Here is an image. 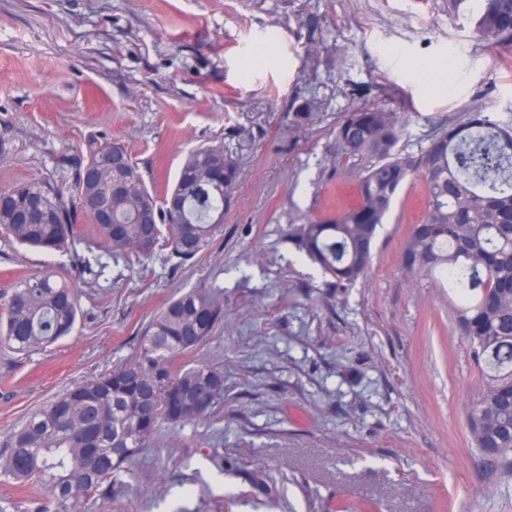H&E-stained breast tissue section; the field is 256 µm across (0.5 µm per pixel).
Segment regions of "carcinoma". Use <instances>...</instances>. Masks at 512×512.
<instances>
[{
  "instance_id": "cac0c4a2",
  "label": "carcinoma",
  "mask_w": 512,
  "mask_h": 512,
  "mask_svg": "<svg viewBox=\"0 0 512 512\" xmlns=\"http://www.w3.org/2000/svg\"><path fill=\"white\" fill-rule=\"evenodd\" d=\"M476 2L474 34L491 47L512 46V0H448L459 15ZM398 113L360 107L346 113L336 141L358 172L360 202L298 225L301 251L334 285H352L370 269L378 227L403 186L420 174L428 212L405 242L404 267L423 288L448 286L457 329L479 371L467 416L474 447L494 469L512 463V120L465 112L416 154L398 148ZM224 179L216 183L214 175ZM125 178L131 191L112 195ZM238 166L221 145L199 147L163 199L149 191L138 163L118 140L93 142L76 166L70 198L40 184L0 190V233L46 252L71 247L87 216L92 244L113 256L149 258L160 242L188 261L203 254L224 224ZM80 313L77 289L47 271L17 283L0 308V341L30 354L69 335ZM224 321L209 288L167 301L142 330L136 356L86 380L34 412L0 453V473L35 485L54 512H94L97 501L133 478L130 464L161 423L205 419L224 396V374L178 359L197 351ZM126 448L117 458L112 449Z\"/></svg>"
}]
</instances>
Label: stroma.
Returning <instances> with one entry per match:
<instances>
[{
    "mask_svg": "<svg viewBox=\"0 0 512 512\" xmlns=\"http://www.w3.org/2000/svg\"><path fill=\"white\" fill-rule=\"evenodd\" d=\"M363 106L398 112L412 154L462 113L510 120L512 48L478 41L446 0H0V188L68 191L87 145L113 139L160 196L202 144L239 170L222 231L187 262L0 236V304L54 271L76 278L81 307L46 349L0 347V447L57 394L128 363L154 313L205 286L224 322L193 360L223 371L224 397L162 426L132 465L137 489L104 512H512V474H488L470 443L479 372L448 291L401 264L424 179L402 188L352 286L328 284L290 236L356 203L360 165L336 127Z\"/></svg>",
    "mask_w": 512,
    "mask_h": 512,
    "instance_id": "stroma-1",
    "label": "stroma"
}]
</instances>
